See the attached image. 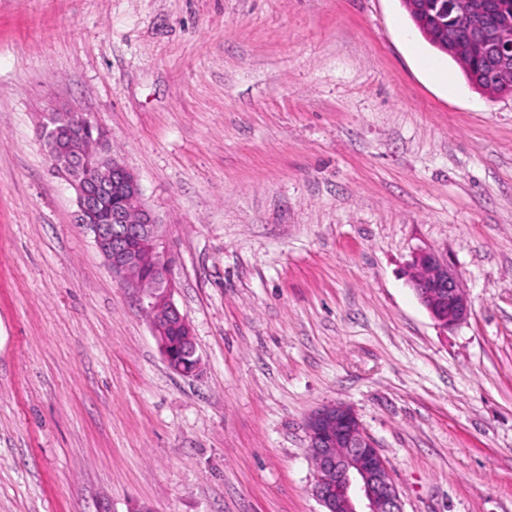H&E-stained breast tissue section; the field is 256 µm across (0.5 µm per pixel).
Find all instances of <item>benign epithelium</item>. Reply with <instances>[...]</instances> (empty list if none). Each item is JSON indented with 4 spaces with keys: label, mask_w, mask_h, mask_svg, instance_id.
<instances>
[{
    "label": "benign epithelium",
    "mask_w": 512,
    "mask_h": 512,
    "mask_svg": "<svg viewBox=\"0 0 512 512\" xmlns=\"http://www.w3.org/2000/svg\"><path fill=\"white\" fill-rule=\"evenodd\" d=\"M458 21L473 20L472 0H448ZM494 56L504 94L512 93V23L481 27L475 43ZM44 145L55 172L75 190L78 223L93 238L120 283L141 297L144 312L168 367L178 372L166 341L180 329L188 352L197 354L188 319L173 301L171 257L162 224L145 206L139 177L107 150V132L85 116L65 125L48 114ZM410 277L419 303L445 328L465 322L471 304L448 260L431 250L413 255ZM308 453L316 470L315 496L323 512H403L401 492L385 458L348 405L324 406L306 421Z\"/></svg>",
    "instance_id": "1"
}]
</instances>
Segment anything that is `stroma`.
<instances>
[{"instance_id":"35a3bbf8","label":"stroma","mask_w":512,"mask_h":512,"mask_svg":"<svg viewBox=\"0 0 512 512\" xmlns=\"http://www.w3.org/2000/svg\"><path fill=\"white\" fill-rule=\"evenodd\" d=\"M57 110L139 176L198 375L78 224ZM429 249L448 330L407 283ZM328 404L404 512H512V96L402 0H0V512H323ZM414 26L425 36L428 42L438 51L448 55L451 59L456 61L462 68L463 73L467 80L477 89H481L488 94H495L499 91V87L494 84L492 71L485 60L479 56H472L467 54L464 50H453L447 46L440 45L433 38H430L420 24L419 15L411 10L409 5L410 1H402ZM493 83V84H491ZM481 91V90H480ZM412 272L420 269L421 276L410 277L411 287L419 303L438 324L445 328L465 322L471 314V304L460 288L454 268L448 259L431 250L413 255Z\"/></svg>"}]
</instances>
